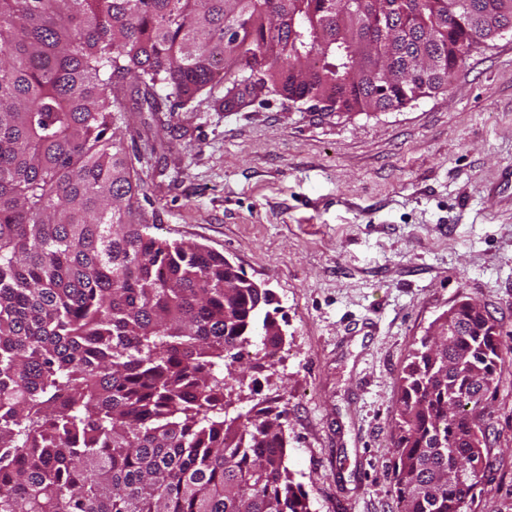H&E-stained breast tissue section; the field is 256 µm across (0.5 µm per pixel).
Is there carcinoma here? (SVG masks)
<instances>
[{
    "label": "carcinoma",
    "instance_id": "obj_1",
    "mask_svg": "<svg viewBox=\"0 0 512 512\" xmlns=\"http://www.w3.org/2000/svg\"><path fill=\"white\" fill-rule=\"evenodd\" d=\"M0 0V512H311L282 414L228 417L258 339L284 337L261 293L201 244L151 232L128 161L125 87L148 112L213 81L347 116L448 89L512 0ZM401 35L387 40L390 26ZM233 28L232 41L224 29ZM383 47L420 51L387 82ZM169 93L162 96L158 87ZM408 355L396 401L399 512H468L481 483L484 391L512 353L470 298ZM465 461L468 479L448 481Z\"/></svg>",
    "mask_w": 512,
    "mask_h": 512
}]
</instances>
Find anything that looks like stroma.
<instances>
[{"label": "stroma", "instance_id": "stroma-1", "mask_svg": "<svg viewBox=\"0 0 512 512\" xmlns=\"http://www.w3.org/2000/svg\"><path fill=\"white\" fill-rule=\"evenodd\" d=\"M128 115L124 136L157 236L224 255L274 294L285 356L235 388L232 412H283L287 465L312 512H398L395 401L407 356L467 298L512 344V33L448 91L336 116L261 93ZM471 512H512V360L487 395Z\"/></svg>", "mask_w": 512, "mask_h": 512}]
</instances>
